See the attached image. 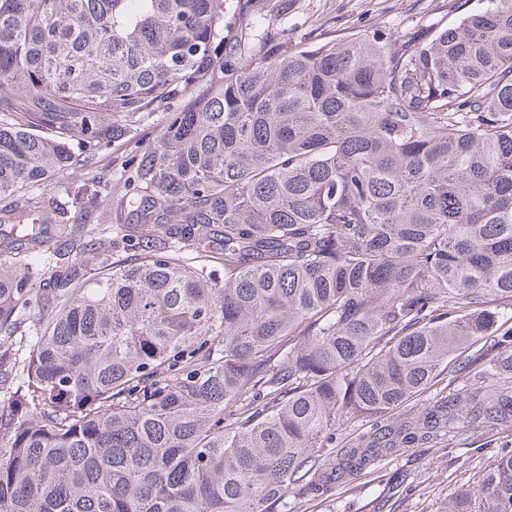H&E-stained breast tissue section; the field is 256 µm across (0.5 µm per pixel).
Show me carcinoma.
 Segmentation results:
<instances>
[{
	"label": "carcinoma",
	"instance_id": "carcinoma-1",
	"mask_svg": "<svg viewBox=\"0 0 512 512\" xmlns=\"http://www.w3.org/2000/svg\"><path fill=\"white\" fill-rule=\"evenodd\" d=\"M0 86V512H288L512 422V0L247 48L224 0H0ZM448 512H512V451ZM162 115L158 114L154 117L153 121H150L142 127L137 139L129 144L120 146H111L108 150L99 154L98 163L93 173L88 174L86 170L83 171H68L63 176H59L61 182L82 180L83 178L95 175L100 177L102 181H108L112 179V183L115 182L118 176L121 166H123L124 160L134 151L143 149L150 143H153L161 132ZM88 174V175H87Z\"/></svg>",
	"mask_w": 512,
	"mask_h": 512
}]
</instances>
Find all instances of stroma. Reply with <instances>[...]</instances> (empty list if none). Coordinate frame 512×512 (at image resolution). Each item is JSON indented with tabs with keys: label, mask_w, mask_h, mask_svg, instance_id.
Wrapping results in <instances>:
<instances>
[{
	"label": "stroma",
	"mask_w": 512,
	"mask_h": 512,
	"mask_svg": "<svg viewBox=\"0 0 512 512\" xmlns=\"http://www.w3.org/2000/svg\"><path fill=\"white\" fill-rule=\"evenodd\" d=\"M237 0H224V20L235 35L251 38L257 29L287 30L289 43L320 41L324 32L346 35L366 29H413L424 38L453 26L464 11L485 8L486 0H253L246 14ZM160 120L144 125L137 139L100 153L94 174L116 179L125 159L153 143ZM512 448V425H504L482 446L446 441L435 448H408L375 468L332 489L289 494L288 512H448L460 490L476 488L504 448Z\"/></svg>",
	"instance_id": "1"
}]
</instances>
